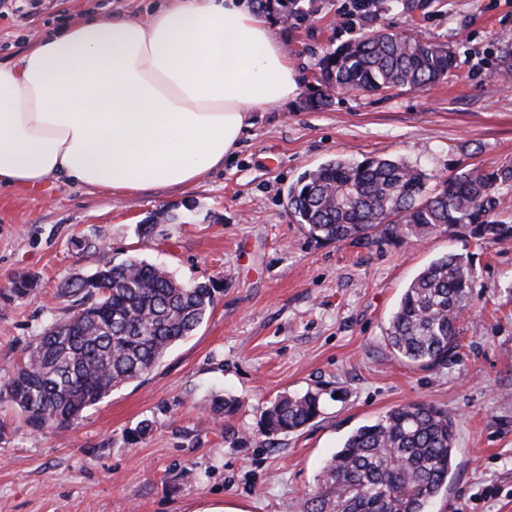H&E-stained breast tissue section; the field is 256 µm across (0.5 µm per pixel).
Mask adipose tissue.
<instances>
[{"instance_id":"1","label":"adipose tissue","mask_w":512,"mask_h":512,"mask_svg":"<svg viewBox=\"0 0 512 512\" xmlns=\"http://www.w3.org/2000/svg\"><path fill=\"white\" fill-rule=\"evenodd\" d=\"M298 76L252 0H165L85 17L0 62V187H180L223 168Z\"/></svg>"}]
</instances>
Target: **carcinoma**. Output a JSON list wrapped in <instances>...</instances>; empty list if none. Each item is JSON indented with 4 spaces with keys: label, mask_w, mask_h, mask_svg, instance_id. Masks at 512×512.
I'll return each mask as SVG.
<instances>
[{
    "label": "carcinoma",
    "mask_w": 512,
    "mask_h": 512,
    "mask_svg": "<svg viewBox=\"0 0 512 512\" xmlns=\"http://www.w3.org/2000/svg\"><path fill=\"white\" fill-rule=\"evenodd\" d=\"M278 0L281 17L302 21L313 4ZM321 84L335 92L392 88L426 91L455 66L448 47L379 27L342 44L319 62ZM512 168L462 169L431 177L402 160H329L288 189V210L318 242L369 245L420 241L436 232L479 243L512 240L501 219ZM468 253L433 260L405 288L388 342L401 358L425 368L448 363L458 323L471 297ZM72 314L26 346L0 398L40 431L65 426L109 392L148 374L176 342L191 335L213 308V281L184 283L144 260L121 264L103 254L87 278L64 279ZM241 401L226 395L213 411L232 416ZM320 415L317 392L281 394L265 409L261 434L273 441ZM457 424L448 410L426 402L393 408L354 430L325 463L303 512H426L446 487Z\"/></svg>",
    "instance_id": "1"
}]
</instances>
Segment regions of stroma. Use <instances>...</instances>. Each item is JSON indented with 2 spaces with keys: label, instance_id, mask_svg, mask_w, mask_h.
Masks as SVG:
<instances>
[{
  "label": "stroma",
  "instance_id": "35a3bbf8",
  "mask_svg": "<svg viewBox=\"0 0 512 512\" xmlns=\"http://www.w3.org/2000/svg\"><path fill=\"white\" fill-rule=\"evenodd\" d=\"M351 0H320L304 23L262 14L288 48L299 91L258 112L223 169L183 188L93 192L50 178L0 188V384L33 336L69 318L60 282L99 251L137 258L220 292L193 336L144 378L70 426L36 432L0 401V512H302L324 463L357 427L421 401L457 420L448 487L427 512H512V241L438 232L400 245L319 243L288 211L299 176L334 158L392 157L430 175L512 167V0H385L381 23L447 44L456 68L426 92L337 94L321 109L319 61L373 27ZM158 0H0V61L87 13L146 17ZM158 222L151 236L137 227ZM473 257L458 348L426 370L394 357L391 316L434 259ZM36 283L20 297V276ZM320 394L308 426L268 441L260 418L281 393ZM241 399L217 417L212 400Z\"/></svg>",
  "mask_w": 512,
  "mask_h": 512
}]
</instances>
